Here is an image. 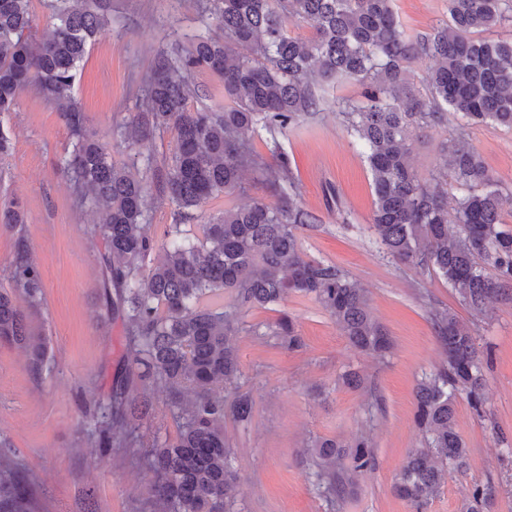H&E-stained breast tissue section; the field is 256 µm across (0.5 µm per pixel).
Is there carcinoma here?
Here are the masks:
<instances>
[{
	"mask_svg": "<svg viewBox=\"0 0 512 512\" xmlns=\"http://www.w3.org/2000/svg\"><path fill=\"white\" fill-rule=\"evenodd\" d=\"M224 38L199 35L188 47L158 57L142 110L118 130L132 148L158 131L171 129L176 147L159 175L116 167L106 144L87 135L73 88L88 47L109 22V0H50L52 29L33 34L32 0H0V114L13 110L18 93L34 84L62 113L72 139L64 169L79 199L96 215L90 233L102 240L103 300L107 316L122 323L131 358L102 403V425L90 434L97 448H145L152 478L148 491L158 512H226L236 476L224 441V412L248 422L250 396L224 405L220 389L239 372L229 344L230 316L200 306L209 292L235 294L241 307L262 308L290 291L311 296L340 326L353 348L382 358L388 335L372 315L365 289L340 269L304 258L297 231L311 215L297 203L298 187L288 159L272 167L241 139L246 129L284 130L320 110L317 90L355 81L364 101L339 104L357 137L373 178L370 226L397 261L432 269L455 290L459 301L481 314L489 303L512 293V227L501 219L512 201L499 189L469 147L471 125L512 128V41L476 39L473 34L512 21V0H448V21L424 38L404 29L393 0H207ZM312 24L302 41L288 24ZM244 46L249 54L237 48ZM418 56L434 61L426 93L408 86L407 64ZM205 68L224 80L229 105L218 111L188 108L198 90L186 74ZM455 112L463 123L440 150L444 168L435 184L420 179L411 162L413 136ZM263 174L278 204L256 201L224 210L202 225L203 239L169 225L168 251L149 266L154 250L146 216L152 196L175 203L185 218L207 201L241 187L246 169ZM461 193L448 207L444 185ZM12 288L0 290V341L30 353L29 368L43 370L47 338L28 323L42 299L43 282L18 237L10 268ZM444 364L415 393V421L425 446L411 452L395 492L423 512L451 470L463 468L469 449L457 431V398L474 414L485 413L484 359L474 336L449 310L434 314ZM287 350L302 346L292 319L269 327ZM169 385L171 410L180 421L171 441L143 440L139 422L150 417L154 381ZM316 476L341 495L355 475L372 470L369 441L325 438L309 448ZM349 460V466L341 464ZM491 487L477 485L460 512H492ZM0 512H29L24 481L0 470Z\"/></svg>",
	"mask_w": 512,
	"mask_h": 512,
	"instance_id": "carcinoma-1",
	"label": "carcinoma"
}]
</instances>
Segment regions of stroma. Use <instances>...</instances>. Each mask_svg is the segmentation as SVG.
Returning a JSON list of instances; mask_svg holds the SVG:
<instances>
[{
	"instance_id": "1",
	"label": "stroma",
	"mask_w": 512,
	"mask_h": 512,
	"mask_svg": "<svg viewBox=\"0 0 512 512\" xmlns=\"http://www.w3.org/2000/svg\"><path fill=\"white\" fill-rule=\"evenodd\" d=\"M204 0H112V22L89 47L79 67L74 96L84 113L86 131L108 143L116 166L137 172L166 166L175 148L173 132L157 133L128 149L113 132L138 112L144 86L157 55L175 39L200 32L222 37ZM408 34L423 36L448 17L447 0H394ZM360 83L348 81L320 89L321 110L282 131L246 132L253 152L266 162L287 156L299 186V205L314 218L300 230L306 258L340 268L367 291L368 305L386 330L391 349L377 359L349 345L333 317L312 297L288 293L276 304L244 309L232 293L220 302L232 314L240 373L224 390L225 401L250 395L251 422L224 418V438L232 449L236 474L230 512H410L393 485L407 457L423 447L415 423V388L442 363L431 317L453 310L479 345L489 346L486 415L476 417L465 399L456 404L457 430L470 454L464 470L453 471L429 503L427 512H458L475 485L491 486L495 512H512V300L491 303L478 315L462 305L452 288L427 269L390 257L370 228L374 207L372 174L355 138L347 131L337 103L363 97ZM458 119L447 114L413 144L411 161L422 180H430L441 159L439 145ZM0 131L10 140L0 158V204L17 200L24 231L0 229V288L18 238H25L43 281V303L31 315L34 330L49 340V359L33 373L23 350L0 344V469L29 481L34 512H156L148 492L146 458L112 449L100 455L89 434L100 416L122 357L127 356L121 324L105 318L99 298L100 240L86 229L92 211L80 207L63 171L71 145L60 112L35 87H27L14 111L0 114ZM467 141L482 158L503 192L512 191V129L493 124L470 126ZM276 197L257 172H246L242 187L209 200L204 215ZM160 260L169 225L182 223L191 240L202 237L199 219L180 222L168 199L149 213ZM290 316L303 339L300 349L280 347L269 325ZM349 368L363 375V388L345 386ZM151 394L155 415L141 422L145 439L175 437L179 422L169 410V388L156 381ZM366 435L376 466L355 478L343 497L319 484L306 448L319 437L345 440Z\"/></svg>"
}]
</instances>
